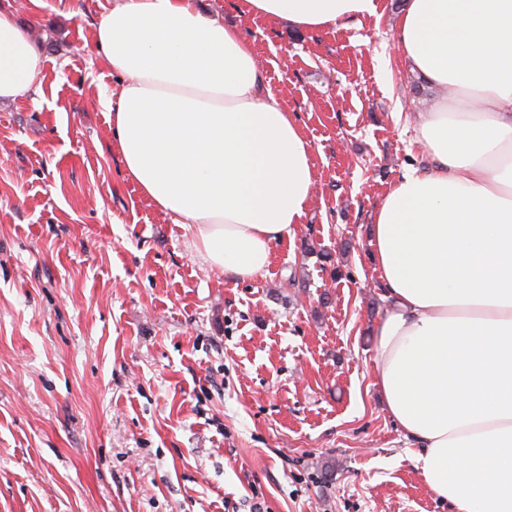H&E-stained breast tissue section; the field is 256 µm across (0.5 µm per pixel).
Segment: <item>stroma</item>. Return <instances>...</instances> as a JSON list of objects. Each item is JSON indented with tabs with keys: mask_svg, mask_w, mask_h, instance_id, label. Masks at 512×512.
<instances>
[{
	"mask_svg": "<svg viewBox=\"0 0 512 512\" xmlns=\"http://www.w3.org/2000/svg\"><path fill=\"white\" fill-rule=\"evenodd\" d=\"M401 2L311 32L201 0L253 40L316 177L240 281L123 175L93 46L113 0H0L46 57L40 93L0 101V512H454L376 386L370 224L425 168L436 96L400 59Z\"/></svg>",
	"mask_w": 512,
	"mask_h": 512,
	"instance_id": "35a3bbf8",
	"label": "stroma"
}]
</instances>
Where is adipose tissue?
Wrapping results in <instances>:
<instances>
[{
    "instance_id": "ef3b65f1",
    "label": "adipose tissue",
    "mask_w": 512,
    "mask_h": 512,
    "mask_svg": "<svg viewBox=\"0 0 512 512\" xmlns=\"http://www.w3.org/2000/svg\"><path fill=\"white\" fill-rule=\"evenodd\" d=\"M311 31L378 16L381 0H243ZM396 44L449 89L424 113L429 166L373 214L390 308L374 326L377 386L454 512H512V0H405ZM93 45L121 79L106 109L125 178L204 261L239 280L268 268L314 189L311 147L251 42L197 0H115ZM46 59L0 7V100L37 93Z\"/></svg>"
}]
</instances>
